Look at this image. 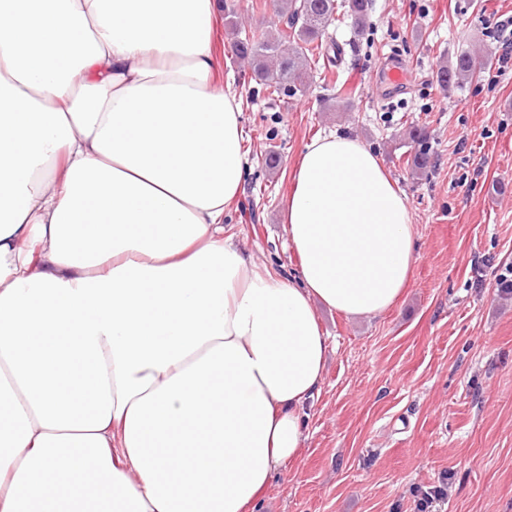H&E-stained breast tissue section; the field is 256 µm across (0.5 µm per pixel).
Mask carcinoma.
Instances as JSON below:
<instances>
[{
  "label": "carcinoma",
  "mask_w": 512,
  "mask_h": 512,
  "mask_svg": "<svg viewBox=\"0 0 512 512\" xmlns=\"http://www.w3.org/2000/svg\"><path fill=\"white\" fill-rule=\"evenodd\" d=\"M340 7L351 17L356 31L370 29L371 0H343L340 5L336 0H274V28L249 30L238 25L234 8L223 5L225 26L233 37L232 50L248 64L252 77L269 97L305 91L308 71L328 70L337 62L341 49L328 37V27ZM490 64L489 57L465 51L453 61H439L433 79L447 90L478 79ZM408 138L419 146L409 164L410 174L418 176L432 166L426 145L428 132L411 126Z\"/></svg>",
  "instance_id": "carcinoma-1"
}]
</instances>
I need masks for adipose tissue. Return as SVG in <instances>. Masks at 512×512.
<instances>
[{
	"instance_id": "obj_1",
	"label": "adipose tissue",
	"mask_w": 512,
	"mask_h": 512,
	"mask_svg": "<svg viewBox=\"0 0 512 512\" xmlns=\"http://www.w3.org/2000/svg\"><path fill=\"white\" fill-rule=\"evenodd\" d=\"M220 10L0 0V512H256L320 393L316 303L379 316L409 285L407 198L345 135L293 167L297 277L225 234Z\"/></svg>"
}]
</instances>
